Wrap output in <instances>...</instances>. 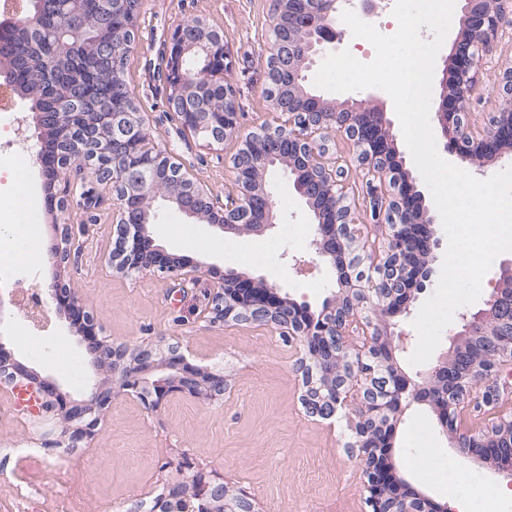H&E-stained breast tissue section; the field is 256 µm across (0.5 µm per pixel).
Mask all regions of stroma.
<instances>
[{
  "label": "stroma",
  "mask_w": 512,
  "mask_h": 512,
  "mask_svg": "<svg viewBox=\"0 0 512 512\" xmlns=\"http://www.w3.org/2000/svg\"><path fill=\"white\" fill-rule=\"evenodd\" d=\"M275 0H141L136 46L128 56L124 79L145 121L150 145L166 151L183 172L201 182L216 206L237 191L232 158L241 139L263 124L278 125L283 116L265 94L266 58L272 44ZM203 18L224 33L227 50L225 84L236 91L239 134L224 144L207 146L168 109L163 78L173 31ZM512 65V23L504 26L490 52L477 61L479 79L469 101V124L482 133L498 112L502 90L498 75ZM352 145L342 138L329 144V156L347 168V201L366 206V176L354 160ZM29 181L43 204L27 219V234L37 243L22 262L36 277L40 294L61 278L112 342L129 348L180 347L188 359L224 375V393L214 400L174 399L160 409H146L129 396L113 398L89 446L75 450L46 448L41 428L29 418L13 419L14 398L0 391V512H18L13 495L16 449L36 448L44 458L34 478L47 498L40 512H56L59 466L75 464L89 492L87 512H130L137 502L154 503L164 481L187 480L184 460L206 474L223 477L232 490L246 491L256 512H369L363 491L366 464L351 448L352 420L337 415L311 416L301 396L303 352L271 326L261 323L208 321V309L225 271L264 277L280 286L282 296L319 311L338 286L333 268L319 261L311 244L312 214L288 189L287 174L274 178L273 226L261 236L234 235L186 216L161 197L150 202L149 227L156 245L199 267L196 280L181 282L159 273L126 275L106 261L117 242V200L112 188L84 172L47 178L31 170ZM95 189L100 203L84 208L80 194ZM67 196L66 208L47 197ZM80 228L83 246L66 268L52 265L66 225ZM435 282L411 293L410 313L390 321L393 357L411 378L427 365L408 361L417 344L414 315L435 291ZM0 345L40 375L61 383L73 398L83 399L93 382H108L95 372L90 341L72 329L67 311L51 313L48 330L34 327L6 308ZM390 462L396 480L408 483L458 512L444 483L433 481V468L465 473L464 491L471 512H480L486 489H512V468L460 454L455 435L444 430L425 403L406 401L394 421ZM416 457L406 466L407 457Z\"/></svg>",
  "instance_id": "stroma-1"
}]
</instances>
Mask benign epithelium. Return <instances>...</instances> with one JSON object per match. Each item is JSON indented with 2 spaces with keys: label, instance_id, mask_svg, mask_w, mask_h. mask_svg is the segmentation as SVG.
Segmentation results:
<instances>
[{
  "label": "benign epithelium",
  "instance_id": "1",
  "mask_svg": "<svg viewBox=\"0 0 512 512\" xmlns=\"http://www.w3.org/2000/svg\"><path fill=\"white\" fill-rule=\"evenodd\" d=\"M70 14L59 49L80 39V0ZM463 28L453 41L452 66L443 69L442 91L435 111L438 137L443 149L459 164L512 144V66L502 77L503 100L499 112L480 136L473 135L468 121L469 96L477 81L475 60L497 41L505 20L512 15V0H460ZM46 0H26L21 8L0 20V26L32 32L45 13ZM338 0H279L274 20L273 43L267 67L268 84L286 82L292 87L288 104L273 102L274 109L288 114V125H263L250 133L233 158L238 192L225 197L224 207L217 209L206 191L182 172L172 157L155 147L144 146V119L124 103L112 102L95 114L89 128L78 137L72 134L76 113L71 94L59 103L53 122L35 120L41 130L43 145L35 163L43 160L52 146H61L62 170L90 168L99 183L112 185L118 203V241L109 256L113 268L123 274L158 271L176 280H193L198 269L181 263L147 237L146 226L138 220L148 198L136 190L148 175L164 171L172 176L177 209L189 217L209 210L210 222L222 230L237 232L241 224L252 225V233H264L273 226V202L264 181H255V173L263 174L277 164L281 147L288 146L287 166L295 176L293 188L305 204L314 210L312 246L319 260L337 274L338 292L315 315L309 306L300 305L279 295V285L264 278L253 279L227 274L209 309L210 321L257 322L274 326L289 342L298 341L305 350V394L303 404L308 412L329 419L346 410L357 417L351 425L350 448L367 450V437L385 431L402 412L409 398L426 402L437 409L443 425L457 430L455 415L460 405L473 398L490 404L499 401L498 364L512 359V289L502 286L493 290L484 307L462 317L461 330L454 346L472 336L489 338L493 349L475 358L456 381L454 396L446 401L432 393L434 385L448 379V360L438 362L416 382L393 361L388 338V319L407 312L412 289L426 287L432 268L414 271L404 260L410 246L409 228L424 224L429 231L428 251L439 246L432 224L434 216L419 207L413 198L417 189L413 166L399 158L394 123L384 107L366 108L347 100L346 111L325 112L322 96L306 90V72L316 59L336 47L344 32L335 29ZM118 9L105 15V22L89 57L98 64L116 62L112 50V25L117 23ZM302 24L308 39L294 43L288 37V25ZM194 30L203 33L197 41L204 52L206 71L199 74L184 66V54L190 42L188 30H174L167 73V102L179 113L183 125L208 144H221L234 135L238 127L236 97L232 88L224 89V111L206 112L199 105L201 88L218 83L224 71V36L204 19H198ZM350 141L356 161L366 171L367 195L372 203L374 224L381 242L368 245V234L360 224L356 209L347 202L341 177L344 170L326 161L328 147L325 134ZM62 246L53 255L61 267L68 263L71 252L79 250L74 227L67 226ZM49 299L56 309L79 311L78 300L60 281L49 288ZM330 353L340 364L339 370L327 371L314 364L312 352ZM109 365V387H93L87 400L73 401L62 392L51 377H42L8 356L0 359V388L29 384L37 395L35 417L47 421L62 417L68 429L60 438L48 442L52 447L75 448L83 440L94 437L102 411L111 399L120 395L136 397L145 408L155 410L174 397L212 399L224 392V375L208 372L193 364L177 347L156 358L150 349H141L134 363H127V351L121 345L100 343L92 351L91 364ZM512 434V417H503L481 435L459 433L456 445L471 448L478 456L496 464L504 463L503 454L493 447L495 436ZM389 469L374 463L365 470V502L370 512H444V508L423 493L400 489L388 476ZM199 493L210 501V512H252L246 494L233 496L224 491V483L210 482L197 473L192 487L173 483L158 500L162 512H189L187 491Z\"/></svg>",
  "mask_w": 512,
  "mask_h": 512
}]
</instances>
